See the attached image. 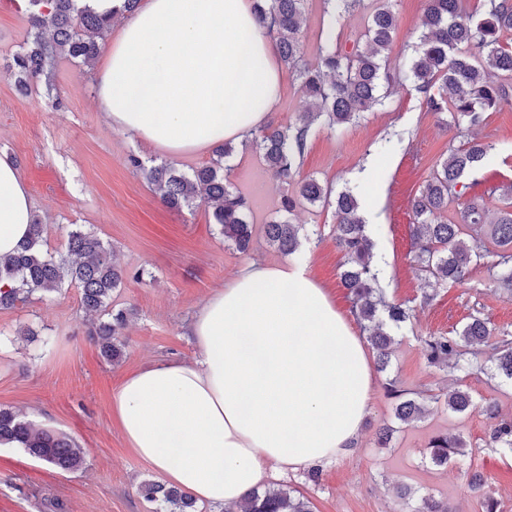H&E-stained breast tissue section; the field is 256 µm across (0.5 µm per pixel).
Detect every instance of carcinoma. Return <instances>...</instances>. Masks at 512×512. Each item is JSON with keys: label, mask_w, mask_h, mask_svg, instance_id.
<instances>
[{"label": "carcinoma", "mask_w": 512, "mask_h": 512, "mask_svg": "<svg viewBox=\"0 0 512 512\" xmlns=\"http://www.w3.org/2000/svg\"><path fill=\"white\" fill-rule=\"evenodd\" d=\"M31 40L13 57L12 71L20 89L44 84L54 87L58 56L65 55L90 72L98 57L100 43L107 37L118 16L138 9L141 0H123L120 8L106 17L78 6V0H27ZM333 5L326 37L317 48L316 61L303 60V32L309 0H253V11L277 43L281 61L299 81V90L312 105L300 111L296 122L286 127L259 129L251 142L259 147L262 159L273 175L286 182L298 173L315 124L336 130L359 120L363 113L384 103L393 75L388 61L397 15L395 0H377L367 20L364 45L346 50L338 40L337 28L345 14L364 5V0H322ZM422 34L414 45L408 72L418 92L424 94L429 112H449L454 125L474 130L482 126L485 112L509 100L507 86L491 77L512 80V0H483V10L473 14L463 0H425ZM437 92H432V89ZM490 145L472 138L463 148L449 149L439 160L426 184L411 200L414 259L422 271L438 284L463 283L472 264L484 258L476 227L488 225L490 251L499 287L512 293V183L497 188L494 217L477 202L467 204L462 223L444 218L448 204L461 199L470 185L465 174L483 164ZM235 151L230 141L215 150L210 162L185 172L170 163L144 169L135 154L127 158L130 167L145 171L162 202L169 208L192 209L200 204L213 208V221L220 226L224 241L246 253L253 241L252 212L248 196L232 189L224 158ZM336 208V244L344 254L340 282L352 301L353 312L375 354L377 370L384 372L391 361L395 337L391 327L410 319V308L386 299L373 263V242L359 216L360 199L349 187L337 194L318 180L307 177L298 182L294 196L281 202L282 216L264 227L269 245L293 254L300 247L301 225L286 215L298 204L329 205ZM44 225L36 219L27 238L14 253L0 256V307L11 308L26 302L36 292L50 293L65 283L80 288L81 308L98 316L89 331L100 354L109 362L119 359L125 343L122 330L132 310L110 309L112 292L141 273L128 272L114 264L109 246L97 236L71 228L67 231L66 253L54 256L43 250ZM486 323L470 317L453 336H425L422 349L428 364L448 369H480V356L496 366L498 375L512 380V336L504 334L488 342ZM395 400L394 417L409 425L421 418L424 404L387 383ZM453 413L465 414L474 406L470 392L457 388L444 397ZM490 440L495 447L512 452V418L500 416L489 407ZM0 444H15L54 468L73 472L83 468L84 457L68 438L24 420L10 409L0 408ZM429 458L442 466L465 453L468 443L461 436L438 434L429 443ZM140 495L158 502L163 512H195V501L184 490L147 480ZM235 512H314L311 501L295 489L270 487L251 490Z\"/></svg>", "instance_id": "1"}]
</instances>
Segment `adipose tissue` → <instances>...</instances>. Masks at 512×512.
Here are the masks:
<instances>
[{"label":"adipose tissue","mask_w":512,"mask_h":512,"mask_svg":"<svg viewBox=\"0 0 512 512\" xmlns=\"http://www.w3.org/2000/svg\"><path fill=\"white\" fill-rule=\"evenodd\" d=\"M282 72L251 0H145L98 76L113 127L169 157L242 141L262 127ZM29 192L0 158V255L32 220ZM197 355L157 364L114 393L130 448L165 481L231 512L279 474L348 455L367 414L370 362L303 267L254 261L197 311Z\"/></svg>","instance_id":"1"}]
</instances>
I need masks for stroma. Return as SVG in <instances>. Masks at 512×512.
Masks as SVG:
<instances>
[{
  "mask_svg": "<svg viewBox=\"0 0 512 512\" xmlns=\"http://www.w3.org/2000/svg\"><path fill=\"white\" fill-rule=\"evenodd\" d=\"M27 0H0V155L17 166L45 226L46 248L65 250L66 232L79 226L111 245L115 261L142 280H127L112 294L113 309L135 308L118 362L100 357L88 335L80 291L71 285L34 294L28 302L0 309V407L67 436L84 457L76 472H62L22 448L0 445V512H50V500L64 512H156L139 493L142 481L156 479L153 468L126 443L112 414L111 400L124 379L167 361H190L196 349L189 325L206 299L254 260L269 265L301 264L327 292L337 310L351 317V304L339 280L343 254L336 245L334 206L296 209L303 225L301 250L286 255L270 246L262 231L276 215L282 195L295 193L296 181L282 182L268 171L255 149L226 159L232 185L253 200V245L242 254L228 247L206 206L174 210L156 195L144 172L128 166L138 155L145 166L166 162L156 147L132 140L113 128L95 101V76L82 74L67 57L55 65V86L64 108L47 105L45 88L19 93L9 69L13 54L30 34ZM424 0H396L398 16L392 68H402L421 31ZM423 95L409 80L395 85L384 105L365 112L355 124L332 131L315 127L300 170L340 191L357 188L362 200L381 195L372 238L374 262L391 299L413 309L410 322L395 329L388 372L375 373V386L363 429L352 452L319 464L318 479L303 468L282 477L299 490L315 512H411L416 498L432 496L441 507L482 512L483 496L512 512V452L492 447L487 404L512 416V383L477 372L428 366L420 339L460 329L471 316L483 318L493 335L512 334V295L496 287L490 259L472 266L464 283L438 288L424 301V277L411 250L410 200L424 186L436 162L466 138L450 113L425 111ZM477 135L492 149L482 167L467 177L470 196L495 207V187L512 182V104L485 114ZM375 168L376 185L359 179L365 165ZM426 391L427 412L411 425L397 423L385 386ZM471 392L473 408L457 415L440 403L455 388ZM395 432L389 447H378L376 430ZM463 437L469 449L448 465L429 459L428 444L440 433ZM486 474L483 491H472L467 474ZM408 487L413 499L397 496Z\"/></svg>",
  "mask_w": 512,
  "mask_h": 512,
  "instance_id": "35a3bbf8",
  "label": "stroma"
}]
</instances>
